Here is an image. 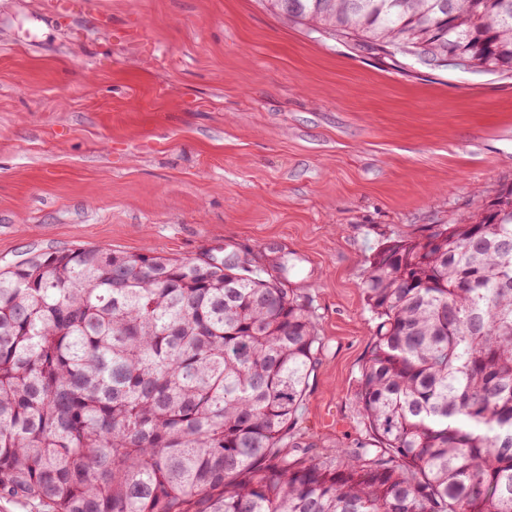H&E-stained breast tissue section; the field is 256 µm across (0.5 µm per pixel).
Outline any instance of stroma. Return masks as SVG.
Returning a JSON list of instances; mask_svg holds the SVG:
<instances>
[{"label": "stroma", "instance_id": "stroma-1", "mask_svg": "<svg viewBox=\"0 0 512 512\" xmlns=\"http://www.w3.org/2000/svg\"><path fill=\"white\" fill-rule=\"evenodd\" d=\"M56 2L0 0V271L83 247L250 260L322 341L293 441L371 442L369 262L512 184V73L372 53L265 0H98L108 34Z\"/></svg>", "mask_w": 512, "mask_h": 512}]
</instances>
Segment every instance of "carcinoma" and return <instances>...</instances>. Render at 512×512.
I'll list each match as a JSON object with an SVG mask.
<instances>
[{
	"label": "carcinoma",
	"mask_w": 512,
	"mask_h": 512,
	"mask_svg": "<svg viewBox=\"0 0 512 512\" xmlns=\"http://www.w3.org/2000/svg\"><path fill=\"white\" fill-rule=\"evenodd\" d=\"M433 69L512 71V0H269ZM512 186L385 242L357 401L377 447L292 451L321 342L249 261L77 248L0 271V497L50 512H512Z\"/></svg>",
	"instance_id": "obj_1"
}]
</instances>
